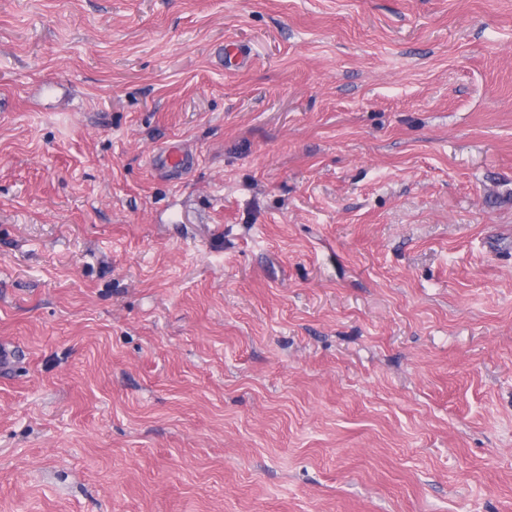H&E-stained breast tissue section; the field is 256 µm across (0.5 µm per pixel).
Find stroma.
Returning a JSON list of instances; mask_svg holds the SVG:
<instances>
[{"label":"stroma","mask_w":512,"mask_h":512,"mask_svg":"<svg viewBox=\"0 0 512 512\" xmlns=\"http://www.w3.org/2000/svg\"><path fill=\"white\" fill-rule=\"evenodd\" d=\"M0 346V512H512V0H0Z\"/></svg>","instance_id":"obj_1"}]
</instances>
